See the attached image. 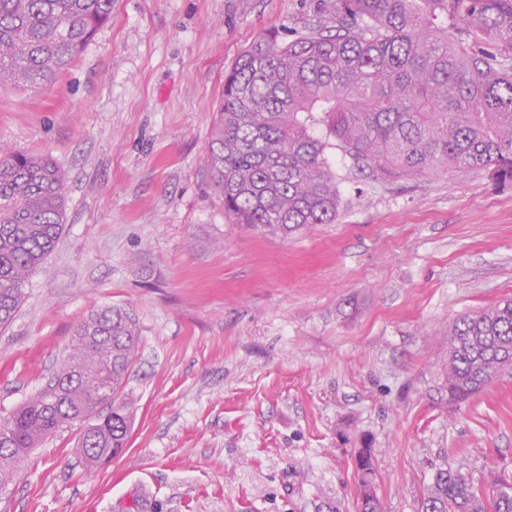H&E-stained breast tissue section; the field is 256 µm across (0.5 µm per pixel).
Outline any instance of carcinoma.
<instances>
[{
  "label": "carcinoma",
  "instance_id": "carcinoma-1",
  "mask_svg": "<svg viewBox=\"0 0 512 512\" xmlns=\"http://www.w3.org/2000/svg\"><path fill=\"white\" fill-rule=\"evenodd\" d=\"M114 0H0V90L41 89L112 18ZM341 151L386 180L490 168L512 183V0H334L288 42L262 36L224 78L204 167L233 224L288 236L333 224ZM65 173L43 153L0 148V327L54 250ZM131 316L92 313L37 394L9 418L0 492L47 436L81 426L85 463L127 448L136 411L123 397L136 357ZM512 299L456 317L438 393L458 407L512 368ZM107 374L112 393L95 385ZM497 492H489V488ZM487 488L452 468L433 476L421 512H512V481Z\"/></svg>",
  "mask_w": 512,
  "mask_h": 512
}]
</instances>
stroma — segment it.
<instances>
[{"label": "stroma", "mask_w": 512, "mask_h": 512, "mask_svg": "<svg viewBox=\"0 0 512 512\" xmlns=\"http://www.w3.org/2000/svg\"><path fill=\"white\" fill-rule=\"evenodd\" d=\"M321 0H115L56 81L0 90V145L68 177L59 242L0 330V420L94 311L139 334L126 450L87 469L45 438L0 512H420L437 469L512 480V372L437 403L444 335L512 298V184L491 170L384 181L336 158L335 223L231 224L203 166L224 75L258 37L304 34ZM361 448H359L354 454V464L357 472L363 471L368 474L366 482L364 484V476L363 474H359L360 478V494L361 487L364 497L371 503L377 504L380 500L377 494L376 484L374 481V477L369 473L368 466V454H360Z\"/></svg>", "instance_id": "35a3bbf8"}]
</instances>
